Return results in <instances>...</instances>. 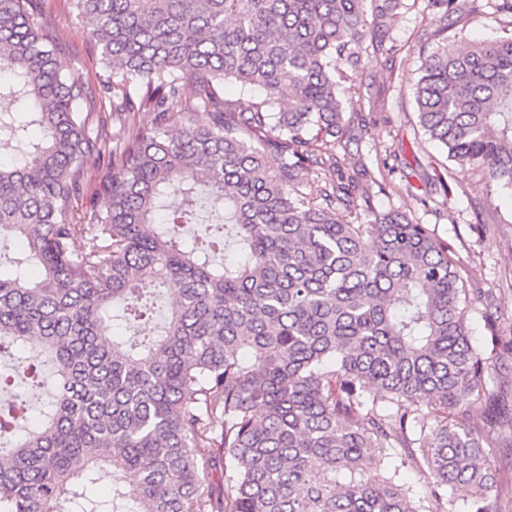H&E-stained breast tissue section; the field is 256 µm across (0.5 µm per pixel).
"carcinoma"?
<instances>
[{
  "mask_svg": "<svg viewBox=\"0 0 512 512\" xmlns=\"http://www.w3.org/2000/svg\"><path fill=\"white\" fill-rule=\"evenodd\" d=\"M72 2L111 93L98 112L33 0H0V156L17 158L0 162V238L18 243L0 341L56 375L35 428L0 446V512H456L458 484L473 512H508L512 406L492 388L486 294L426 225L373 211L378 180L344 176L333 152L362 107L336 74L384 49L403 0ZM427 2L440 25L425 40L442 44L410 87L419 123L512 190V0L493 4L504 36L464 46L448 20L482 0ZM229 79L263 98H226ZM92 157L110 205L84 220ZM172 196L182 208L155 223ZM208 196L224 212L189 245L180 228ZM231 247L241 262L216 260ZM165 288L158 332L109 341L112 310L146 323ZM370 455L394 474L364 472ZM104 465L130 479L108 502L86 495ZM405 466L429 495L395 480Z\"/></svg>",
  "mask_w": 512,
  "mask_h": 512,
  "instance_id": "cac0c4a2",
  "label": "carcinoma"
}]
</instances>
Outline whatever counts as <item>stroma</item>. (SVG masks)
I'll use <instances>...</instances> for the list:
<instances>
[{"label": "stroma", "instance_id": "stroma-1", "mask_svg": "<svg viewBox=\"0 0 512 512\" xmlns=\"http://www.w3.org/2000/svg\"><path fill=\"white\" fill-rule=\"evenodd\" d=\"M405 2L391 21L392 42L366 56L356 79L367 101L364 127L340 151L341 169L383 181L384 190L372 194L373 210H398L433 230L461 277L488 294L501 335H512V192L489 183L478 167L449 160L421 129L408 90L419 76L422 32L434 28L436 16L427 0ZM36 10L54 31L66 67L104 97L100 54L71 0H36Z\"/></svg>", "mask_w": 512, "mask_h": 512}]
</instances>
